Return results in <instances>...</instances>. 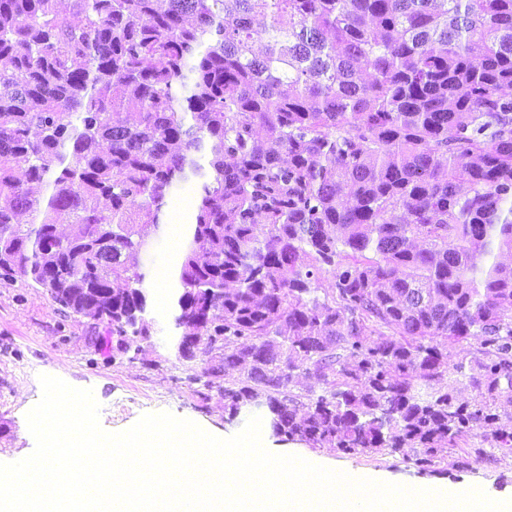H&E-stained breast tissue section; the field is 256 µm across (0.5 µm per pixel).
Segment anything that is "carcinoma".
Returning a JSON list of instances; mask_svg holds the SVG:
<instances>
[{"instance_id":"1","label":"carcinoma","mask_w":512,"mask_h":512,"mask_svg":"<svg viewBox=\"0 0 512 512\" xmlns=\"http://www.w3.org/2000/svg\"><path fill=\"white\" fill-rule=\"evenodd\" d=\"M60 3L0 0V276L134 361L142 224L192 181L173 329L224 422L512 457V0Z\"/></svg>"}]
</instances>
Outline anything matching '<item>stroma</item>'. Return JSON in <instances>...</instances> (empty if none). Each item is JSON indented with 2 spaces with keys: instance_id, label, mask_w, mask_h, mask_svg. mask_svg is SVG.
<instances>
[{
  "instance_id": "obj_1",
  "label": "stroma",
  "mask_w": 512,
  "mask_h": 512,
  "mask_svg": "<svg viewBox=\"0 0 512 512\" xmlns=\"http://www.w3.org/2000/svg\"><path fill=\"white\" fill-rule=\"evenodd\" d=\"M155 322L151 341L143 343L140 359L128 361L98 349L103 325L64 312L39 286L0 280V463L31 455L35 439L26 416L40 401V375L63 379L70 386L92 390L100 406L101 427L110 433L132 427L148 413L168 412L195 421L217 434L233 435L240 424L224 421L219 389L203 390L191 377L204 361L179 357L171 339L170 304L151 301ZM291 454L353 470L406 486L451 490L481 489L487 496L512 499V458L457 465L456 455H442L432 476L418 475L400 454L348 456L331 448L291 444Z\"/></svg>"
}]
</instances>
